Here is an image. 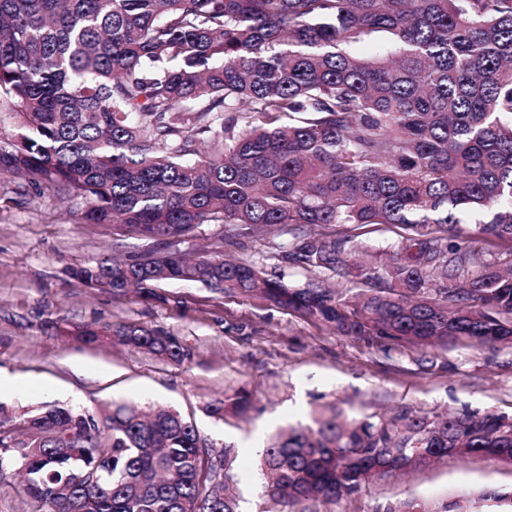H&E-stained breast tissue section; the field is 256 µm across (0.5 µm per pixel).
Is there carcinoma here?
Listing matches in <instances>:
<instances>
[{
	"mask_svg": "<svg viewBox=\"0 0 512 512\" xmlns=\"http://www.w3.org/2000/svg\"><path fill=\"white\" fill-rule=\"evenodd\" d=\"M378 41L375 61L357 54ZM0 187L66 205L75 222L155 240L105 256L85 286L161 300L169 283L261 298L341 336L409 348H512V0H0ZM482 216L476 238L445 233ZM201 224L264 239L308 232L268 273L178 245ZM433 224L368 254L321 227ZM313 280L296 287L285 268ZM329 272L348 287L329 288ZM180 363L161 327L74 333ZM244 389L207 405L252 409ZM262 450L263 494L289 512L358 497L378 473L489 457L512 466V417L401 408L349 419L332 403ZM180 412L0 407V471L32 512H238L236 450L216 483ZM89 478L81 485L72 472Z\"/></svg>",
	"mask_w": 512,
	"mask_h": 512,
	"instance_id": "obj_1",
	"label": "carcinoma"
}]
</instances>
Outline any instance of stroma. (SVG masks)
<instances>
[{"mask_svg": "<svg viewBox=\"0 0 512 512\" xmlns=\"http://www.w3.org/2000/svg\"><path fill=\"white\" fill-rule=\"evenodd\" d=\"M304 232L292 226L270 238L229 242L222 225L203 224L183 247L220 251L271 272L281 247ZM146 243L109 224L65 220L47 197L19 194L0 202V375L11 383L0 391L1 406L17 413L52 403L92 411L112 403L174 408L211 443L236 449L240 512L266 508L260 446L288 426L308 424L322 405L338 403L359 418L402 407L512 415L510 348H451L424 357L392 342L338 335L266 300L169 284L162 300L149 301L135 292L91 290L72 274L100 256L139 251ZM103 324L163 326L188 356L167 362L72 336L77 327ZM241 388L253 395L246 418L208 414V403ZM494 491L512 492V468L474 458L376 482L320 512H396L409 499L432 512L443 502Z\"/></svg>", "mask_w": 512, "mask_h": 512, "instance_id": "1", "label": "stroma"}]
</instances>
